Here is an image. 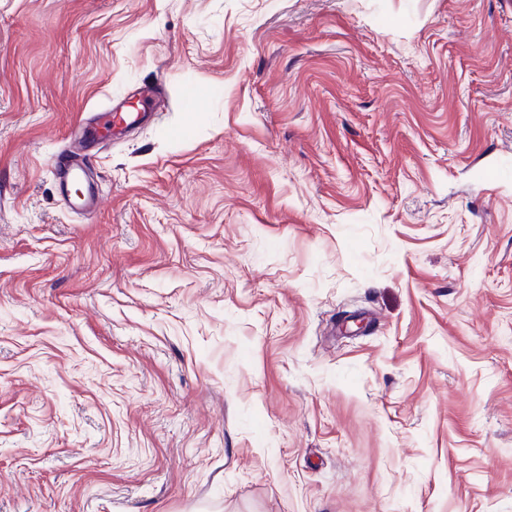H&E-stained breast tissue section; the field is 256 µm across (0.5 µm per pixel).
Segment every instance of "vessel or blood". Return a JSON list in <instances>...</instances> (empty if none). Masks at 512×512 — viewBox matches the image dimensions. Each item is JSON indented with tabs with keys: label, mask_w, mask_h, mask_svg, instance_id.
I'll return each instance as SVG.
<instances>
[{
	"label": "vessel or blood",
	"mask_w": 512,
	"mask_h": 512,
	"mask_svg": "<svg viewBox=\"0 0 512 512\" xmlns=\"http://www.w3.org/2000/svg\"><path fill=\"white\" fill-rule=\"evenodd\" d=\"M164 103L162 90L154 85L140 88L133 102L106 111L101 124V136L108 139L126 124L131 113L152 114ZM50 166L72 210L92 212L99 208L102 196L90 180L92 156L88 141L75 139L50 159Z\"/></svg>",
	"instance_id": "b4317fda"
}]
</instances>
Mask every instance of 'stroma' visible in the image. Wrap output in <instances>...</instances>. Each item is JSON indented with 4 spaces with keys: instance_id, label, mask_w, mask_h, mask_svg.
<instances>
[{
    "instance_id": "35a3bbf8",
    "label": "stroma",
    "mask_w": 512,
    "mask_h": 512,
    "mask_svg": "<svg viewBox=\"0 0 512 512\" xmlns=\"http://www.w3.org/2000/svg\"><path fill=\"white\" fill-rule=\"evenodd\" d=\"M0 512H512V0H0ZM163 104L164 94L158 86L150 85L140 88L130 105L113 107L112 110L105 112L102 118L100 138L109 140L113 137L118 128L127 124L131 112H137L138 114L140 112L144 114L153 113L154 115L155 112H159ZM89 145L90 142L86 140H71L49 162L69 207L81 212L95 211L102 201L100 191L89 178L92 166ZM74 187H78L79 193L76 190L72 193Z\"/></svg>"
}]
</instances>
